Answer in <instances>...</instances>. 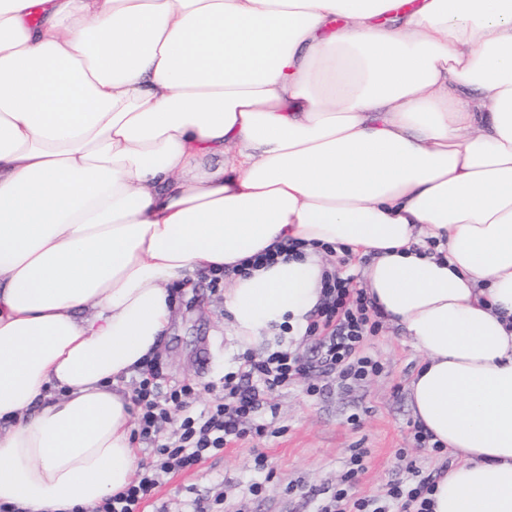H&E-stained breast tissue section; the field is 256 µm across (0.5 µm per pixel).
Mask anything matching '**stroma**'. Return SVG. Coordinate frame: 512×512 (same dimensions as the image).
Returning <instances> with one entry per match:
<instances>
[{
    "label": "stroma",
    "instance_id": "stroma-1",
    "mask_svg": "<svg viewBox=\"0 0 512 512\" xmlns=\"http://www.w3.org/2000/svg\"><path fill=\"white\" fill-rule=\"evenodd\" d=\"M182 290L160 363L168 384L198 383L201 393L193 411L207 407L212 387L220 386L246 353L259 355L290 341L316 359L310 340L298 331L275 329L253 349L242 347L229 332L223 290L213 289L204 275H196ZM365 349L380 362L379 375L347 391L317 370L308 381L273 391L258 416L269 430L266 438L228 444L199 467L165 481L141 512H192L195 498L218 487L224 490V512H317L320 495L339 483L354 448L366 451L365 472L353 489L357 497H379L390 480H410L404 470L408 459L426 474L447 469L450 452L420 448L414 441L417 422L409 383L421 353L400 327L388 322L368 337ZM311 382L322 385L320 394L307 393ZM258 448L267 460L262 470L253 463ZM255 483L260 493L249 494Z\"/></svg>",
    "mask_w": 512,
    "mask_h": 512
}]
</instances>
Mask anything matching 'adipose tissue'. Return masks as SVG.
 <instances>
[{
	"mask_svg": "<svg viewBox=\"0 0 512 512\" xmlns=\"http://www.w3.org/2000/svg\"><path fill=\"white\" fill-rule=\"evenodd\" d=\"M405 2L0 0V503L127 489L172 287L228 272L252 346L342 246L423 355L431 512H512V0Z\"/></svg>",
	"mask_w": 512,
	"mask_h": 512,
	"instance_id": "obj_1",
	"label": "adipose tissue"
}]
</instances>
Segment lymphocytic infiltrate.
<instances>
[{"label":"lymphocytic infiltrate","instance_id":"f902f5d3","mask_svg":"<svg viewBox=\"0 0 512 512\" xmlns=\"http://www.w3.org/2000/svg\"><path fill=\"white\" fill-rule=\"evenodd\" d=\"M381 311L354 277L329 274L324 278V300L308 317L306 336L315 341L326 371L335 373L340 386L353 387L381 371V365L365 350L368 336L381 326ZM311 370L310 363L291 349L244 358L237 370L224 376L222 392L199 415L186 412L197 394L192 382L168 385L158 362H149L135 383L138 407L134 435L151 445L153 465L138 474L125 492L96 505L92 512H140L141 504L175 471L200 464L214 450L241 439L243 424L264 408L266 396L295 384ZM180 411L173 422L172 411ZM173 423L167 438H160L163 424ZM365 452L353 449L340 487L319 508V512H430V496L436 478L420 476L411 484L391 480L383 499L350 497L349 487L365 470Z\"/></svg>","mask_w":512,"mask_h":512}]
</instances>
